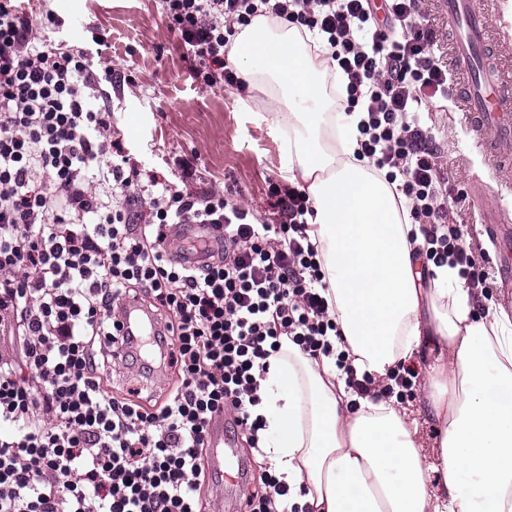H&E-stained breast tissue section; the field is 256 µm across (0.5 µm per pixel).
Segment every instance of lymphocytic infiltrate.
I'll use <instances>...</instances> for the list:
<instances>
[{
	"label": "lymphocytic infiltrate",
	"instance_id": "lymphocytic-infiltrate-1",
	"mask_svg": "<svg viewBox=\"0 0 512 512\" xmlns=\"http://www.w3.org/2000/svg\"><path fill=\"white\" fill-rule=\"evenodd\" d=\"M171 27L205 86L243 87L225 57L239 27L265 15L315 38L337 62L336 88L361 114V154L408 200L429 261L458 266L471 293L487 288L460 243L449 202L465 199L441 174L425 123L444 112L453 77L421 0H163ZM17 0H0V512H202L198 479L208 429L231 414L252 449L266 426L256 371L290 339L311 357L344 354L307 236L305 190L273 183V224L222 192L142 178L112 136V95L128 78L91 47L44 36ZM179 224L222 241L217 261L173 262ZM144 296L162 311L158 335L177 379L158 404L107 394L100 369L124 345L119 313ZM245 512H299L268 471Z\"/></svg>",
	"mask_w": 512,
	"mask_h": 512
}]
</instances>
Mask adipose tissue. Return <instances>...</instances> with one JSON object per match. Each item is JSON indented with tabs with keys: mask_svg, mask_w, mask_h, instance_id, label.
<instances>
[{
	"mask_svg": "<svg viewBox=\"0 0 512 512\" xmlns=\"http://www.w3.org/2000/svg\"><path fill=\"white\" fill-rule=\"evenodd\" d=\"M229 62L264 94L273 128L290 133L283 168L312 201L307 235L340 332L334 356L318 360L283 340L260 382V436L294 502L305 512H512V315L477 316L455 268L423 278V235L395 185L357 159L360 116L327 96L328 67L296 29L256 17ZM427 348L439 353L423 385L424 412L442 427L432 453L396 398L347 383L352 373L383 387Z\"/></svg>",
	"mask_w": 512,
	"mask_h": 512,
	"instance_id": "obj_1",
	"label": "adipose tissue"
}]
</instances>
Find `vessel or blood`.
I'll return each instance as SVG.
<instances>
[{
    "mask_svg": "<svg viewBox=\"0 0 512 512\" xmlns=\"http://www.w3.org/2000/svg\"><path fill=\"white\" fill-rule=\"evenodd\" d=\"M436 5L450 33L449 66L460 79L457 101L464 126L496 177L494 185L479 187L480 193L498 197L496 205L483 211L482 221L495 225L501 252L512 256V52L494 49L498 36L480 0H436ZM214 249V244L193 242L178 260L202 266ZM148 315L139 301H128L121 317L124 333L147 328ZM209 454L215 477L238 484L243 470L223 426L210 428Z\"/></svg>",
    "mask_w": 512,
    "mask_h": 512,
    "instance_id": "1",
    "label": "vessel or blood"
}]
</instances>
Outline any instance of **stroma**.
Masks as SVG:
<instances>
[{"mask_svg":"<svg viewBox=\"0 0 512 512\" xmlns=\"http://www.w3.org/2000/svg\"><path fill=\"white\" fill-rule=\"evenodd\" d=\"M35 14L55 11L67 22L68 45L80 47L90 33L104 39L101 56L131 75L130 83L112 99L114 135L145 170L180 183L183 163L194 170L195 190L223 191L229 204L253 211L257 221L273 217L268 184L283 178L282 140L269 122L258 119L262 105L254 89L224 84L209 88L192 77L191 57L171 29L161 0H24ZM442 152L450 182L474 190L492 182L476 150L464 147L461 115L455 110L431 113L427 119ZM489 197L470 195L454 210L467 245L489 258L487 303H502L503 287L512 284V265L501 266L487 225L480 222ZM103 376L113 393L137 391L158 398L168 390L165 372L148 374L139 361L106 365Z\"/></svg>","mask_w":512,"mask_h":512,"instance_id":"1","label":"stroma"}]
</instances>
